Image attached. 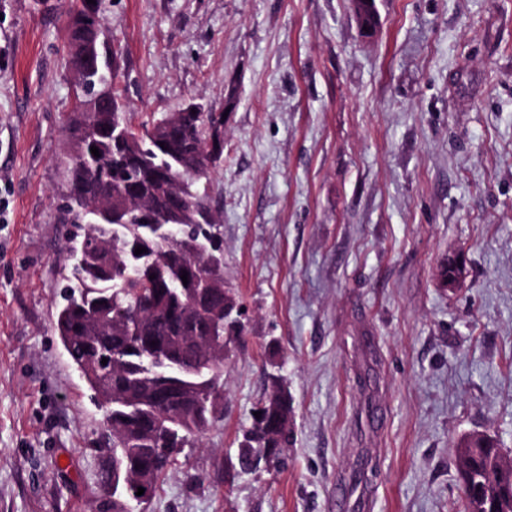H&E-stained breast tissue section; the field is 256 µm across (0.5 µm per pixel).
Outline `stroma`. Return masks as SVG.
Here are the masks:
<instances>
[{
  "mask_svg": "<svg viewBox=\"0 0 512 512\" xmlns=\"http://www.w3.org/2000/svg\"><path fill=\"white\" fill-rule=\"evenodd\" d=\"M376 6L367 37L351 0H101L134 123L237 102L208 174L224 387L144 512H460L454 441L512 456V0ZM66 9L0 0V512H112L103 412L53 327ZM276 378L288 444L241 470Z\"/></svg>",
  "mask_w": 512,
  "mask_h": 512,
  "instance_id": "obj_1",
  "label": "stroma"
}]
</instances>
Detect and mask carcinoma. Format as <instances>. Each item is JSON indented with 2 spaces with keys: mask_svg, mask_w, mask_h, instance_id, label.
<instances>
[{
  "mask_svg": "<svg viewBox=\"0 0 512 512\" xmlns=\"http://www.w3.org/2000/svg\"><path fill=\"white\" fill-rule=\"evenodd\" d=\"M85 2L69 0L67 9L68 65L84 73L86 91L72 109L71 194L60 216L83 234L71 233L65 247L72 283L55 328L104 410L103 451L112 469L147 473L144 492L153 495L178 462L175 449L194 446L213 418L223 386L224 256L199 181L223 156L224 141L210 136L224 126L234 100L228 97L220 110L184 106L169 124L153 118L133 125L115 80L105 79L90 55L103 45L106 29L100 11L87 10ZM130 139L138 142L134 150ZM135 194L150 205L143 219L127 210ZM101 201L110 212H124L123 221L85 223ZM138 246L147 252L134 254ZM459 273V262L450 259L439 278L451 288ZM258 410L241 448L245 466L288 443L292 406L280 381ZM456 446L471 451L459 465L463 512H486L498 493L490 464L498 441L467 434Z\"/></svg>",
  "mask_w": 512,
  "mask_h": 512,
  "instance_id": "carcinoma-1",
  "label": "carcinoma"
}]
</instances>
